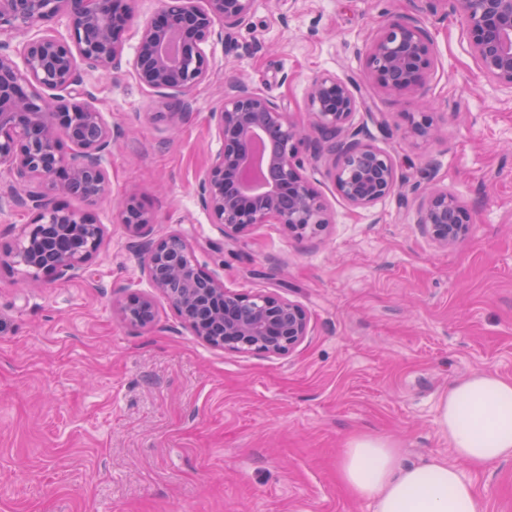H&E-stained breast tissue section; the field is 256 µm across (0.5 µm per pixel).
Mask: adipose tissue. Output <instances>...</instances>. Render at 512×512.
Wrapping results in <instances>:
<instances>
[{
  "label": "adipose tissue",
  "mask_w": 512,
  "mask_h": 512,
  "mask_svg": "<svg viewBox=\"0 0 512 512\" xmlns=\"http://www.w3.org/2000/svg\"><path fill=\"white\" fill-rule=\"evenodd\" d=\"M438 428L454 458L408 462L385 437L350 436L338 462L340 484L374 512H481L459 467L483 470L512 459V379L480 372L451 383L439 404Z\"/></svg>",
  "instance_id": "adipose-tissue-1"
}]
</instances>
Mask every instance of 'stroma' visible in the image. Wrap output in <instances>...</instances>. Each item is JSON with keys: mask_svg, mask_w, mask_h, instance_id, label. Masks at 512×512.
<instances>
[{"mask_svg": "<svg viewBox=\"0 0 512 512\" xmlns=\"http://www.w3.org/2000/svg\"><path fill=\"white\" fill-rule=\"evenodd\" d=\"M401 16L420 20L435 68L393 96L361 50ZM211 53L175 129L128 71L95 80L98 107L124 132L107 165L113 196L137 195L154 233L186 237L226 288L302 305L309 333L266 356L199 343L163 301L150 326L122 322L113 304L151 287L111 198L99 201L103 244L78 276L28 284L0 264V512H373L337 477L350 435L384 436L412 460L451 458L437 424L448 384L512 378V93L481 74L462 18L445 0H254ZM322 73L351 82L353 125L403 184L353 207L325 155L304 174L334 215L327 230L299 239L259 224L225 238L195 195L219 147L209 114L225 84L244 81L305 124ZM420 112L434 135L413 133ZM416 184L457 197L467 240H429ZM462 473L482 512H512V460Z\"/></svg>", "mask_w": 512, "mask_h": 512, "instance_id": "obj_1", "label": "stroma"}]
</instances>
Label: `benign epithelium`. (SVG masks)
<instances>
[{
    "instance_id": "obj_1",
    "label": "benign epithelium",
    "mask_w": 512,
    "mask_h": 512,
    "mask_svg": "<svg viewBox=\"0 0 512 512\" xmlns=\"http://www.w3.org/2000/svg\"><path fill=\"white\" fill-rule=\"evenodd\" d=\"M252 2L160 0L159 10L136 24L131 0H0V207L32 215L7 250L26 279L73 277L103 242L93 212L50 198L62 192L95 203L110 192L106 164L121 133L95 105L86 79L128 69L165 100L177 127L189 115L191 93L210 75L211 46L248 21ZM448 3L466 23L483 76L512 90V0ZM54 19L64 20L66 34L44 29ZM130 31L137 44L128 57L124 34ZM363 55L369 77L392 95L420 90L435 63L425 29L407 17L378 29ZM358 105L348 82L327 73L315 77L307 96L310 134L285 105L240 80L226 85L222 104L210 113L220 147L198 184L210 223L230 239L271 223L298 238L322 232L333 216L303 174L304 149L314 158L326 152L339 159L333 179L350 205L370 207L392 194L399 183L392 157L352 129ZM259 129L273 144L266 182L254 175ZM115 219L131 237L145 239L143 267L154 290L116 304L123 322L152 324L163 300L199 342L227 352L285 356L308 335L300 304L273 291H230L203 269L184 236L151 237L156 215L136 196L119 200ZM417 223L440 248L464 241L471 228L458 199L432 187L421 192Z\"/></svg>"
}]
</instances>
